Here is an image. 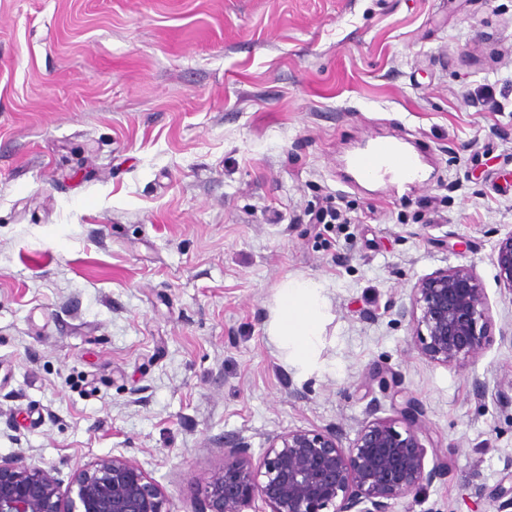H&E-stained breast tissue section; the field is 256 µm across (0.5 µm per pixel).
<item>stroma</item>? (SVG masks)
Returning a JSON list of instances; mask_svg holds the SVG:
<instances>
[{
	"label": "stroma",
	"instance_id": "1",
	"mask_svg": "<svg viewBox=\"0 0 512 512\" xmlns=\"http://www.w3.org/2000/svg\"><path fill=\"white\" fill-rule=\"evenodd\" d=\"M390 136L425 153L418 184L349 171ZM336 195L344 223H309ZM510 234L512 0H0L2 457L65 480L122 455L194 512L225 437L258 455L295 428L351 441L375 397L394 416L383 368L425 410L426 464L448 461L393 512H491L512 460L492 261ZM460 265L489 324L446 367L396 311ZM300 276L329 299L303 368L269 334Z\"/></svg>",
	"mask_w": 512,
	"mask_h": 512
}]
</instances>
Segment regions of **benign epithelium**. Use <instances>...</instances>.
<instances>
[{
  "label": "benign epithelium",
  "instance_id": "1",
  "mask_svg": "<svg viewBox=\"0 0 512 512\" xmlns=\"http://www.w3.org/2000/svg\"><path fill=\"white\" fill-rule=\"evenodd\" d=\"M498 279L512 295V233L493 254ZM397 315L415 328L421 355L444 366L475 360L487 333L483 288L465 266L419 281L411 307ZM377 399L348 447L343 428H297L268 439L258 465L250 445L224 438V468L203 490L197 512H246L256 499L269 512H393L394 501L442 480L448 461L425 467L421 437L429 432L423 407L407 399L397 417L380 418ZM496 512H512V484L489 492ZM0 512H170L159 487L140 464L107 456L76 470L67 487L47 470L0 457Z\"/></svg>",
  "mask_w": 512,
  "mask_h": 512
}]
</instances>
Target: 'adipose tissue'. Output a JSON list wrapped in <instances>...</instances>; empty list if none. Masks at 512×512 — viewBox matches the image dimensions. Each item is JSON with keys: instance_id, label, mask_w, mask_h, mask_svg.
Instances as JSON below:
<instances>
[{"instance_id": "adipose-tissue-1", "label": "adipose tissue", "mask_w": 512, "mask_h": 512, "mask_svg": "<svg viewBox=\"0 0 512 512\" xmlns=\"http://www.w3.org/2000/svg\"><path fill=\"white\" fill-rule=\"evenodd\" d=\"M328 299L322 284L306 278L288 280L281 288L270 332L298 363H306L322 334Z\"/></svg>"}]
</instances>
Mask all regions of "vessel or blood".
<instances>
[{
  "label": "vessel or blood",
  "instance_id": "vessel-or-blood-1",
  "mask_svg": "<svg viewBox=\"0 0 512 512\" xmlns=\"http://www.w3.org/2000/svg\"><path fill=\"white\" fill-rule=\"evenodd\" d=\"M421 158L395 140L372 142L351 160L355 174L365 179L396 176L407 181L416 180Z\"/></svg>",
  "mask_w": 512,
  "mask_h": 512
}]
</instances>
